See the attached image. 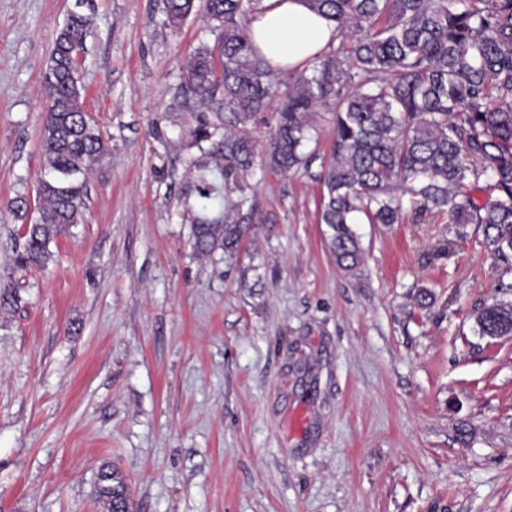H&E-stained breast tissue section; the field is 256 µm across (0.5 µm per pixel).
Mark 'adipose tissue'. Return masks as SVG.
Segmentation results:
<instances>
[{"label":"adipose tissue","mask_w":512,"mask_h":512,"mask_svg":"<svg viewBox=\"0 0 512 512\" xmlns=\"http://www.w3.org/2000/svg\"><path fill=\"white\" fill-rule=\"evenodd\" d=\"M250 37L271 68L300 67L336 40V26L305 0H262L249 21Z\"/></svg>","instance_id":"adipose-tissue-1"}]
</instances>
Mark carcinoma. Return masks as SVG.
<instances>
[{
  "label": "carcinoma",
  "instance_id": "obj_1",
  "mask_svg": "<svg viewBox=\"0 0 512 512\" xmlns=\"http://www.w3.org/2000/svg\"><path fill=\"white\" fill-rule=\"evenodd\" d=\"M261 0H164L179 26L200 11L217 32L198 47L185 68V92L203 111L194 131L207 141L224 128L220 143L227 169L252 165L245 133L262 112L275 114L267 136L266 165L280 172L303 163L302 147L314 116L334 114L330 161L322 166L319 222L328 228L336 265L353 271L362 262L352 229L356 214L371 224L402 219L397 189L410 195L414 215L448 213L457 224H481L495 257L512 260V0H306L336 23L337 46L314 56L285 82L257 54L249 17ZM87 14L72 11L59 30L45 74L48 104L41 132L38 218L26 225L17 268L42 267L50 243L82 223L87 178L110 153L84 106V87L71 50L83 47ZM485 178L487 199L477 204L472 183ZM251 225L224 217L195 224L193 246L231 257ZM19 296L0 278V311ZM483 336L512 334V304L477 314ZM95 494L104 512H130L126 478L100 468Z\"/></svg>",
  "mask_w": 512,
  "mask_h": 512
}]
</instances>
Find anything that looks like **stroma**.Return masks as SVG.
Segmentation results:
<instances>
[{
	"label": "stroma",
	"mask_w": 512,
	"mask_h": 512,
	"mask_svg": "<svg viewBox=\"0 0 512 512\" xmlns=\"http://www.w3.org/2000/svg\"><path fill=\"white\" fill-rule=\"evenodd\" d=\"M77 8L111 151L82 223L16 270L13 201L38 206L44 73ZM214 40L162 0H0V274L19 293L0 311V512H102L105 463L132 512H512V337L476 324L512 303V272L483 225L361 216L363 263L340 270L318 222L333 114L286 174L260 114L252 167L224 175L182 89ZM228 213L250 236L200 258L193 225Z\"/></svg>",
	"instance_id": "obj_1"
}]
</instances>
